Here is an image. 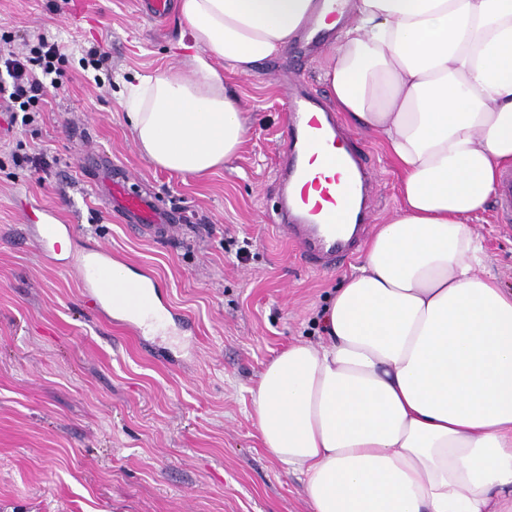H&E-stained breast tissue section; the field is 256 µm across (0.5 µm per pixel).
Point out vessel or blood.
Listing matches in <instances>:
<instances>
[{
	"mask_svg": "<svg viewBox=\"0 0 512 512\" xmlns=\"http://www.w3.org/2000/svg\"><path fill=\"white\" fill-rule=\"evenodd\" d=\"M320 12L308 22L307 35L317 41L322 30L336 20L335 0H321ZM288 132L285 162L278 173L280 208L272 222L294 245L302 262L315 271L344 265L359 249L368 229L369 200L376 174L360 151L354 134L341 133L324 103L307 92L288 98ZM102 194L109 208L118 210L136 231L154 235L181 223L179 211L157 208L150 196L126 189L124 181L104 177ZM498 222H512V170L500 178L494 199ZM31 233L45 253L58 249L61 236L71 227L56 221L53 212L32 204L25 211ZM88 303L102 314L113 313L133 333H147L155 340L194 333V324L166 301L143 305L156 286L149 270H141L138 284L129 291L139 300L138 311L118 306L112 299V252L98 246L77 254L72 262Z\"/></svg>",
	"mask_w": 512,
	"mask_h": 512,
	"instance_id": "obj_1",
	"label": "vessel or blood"
}]
</instances>
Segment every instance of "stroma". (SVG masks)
Here are the masks:
<instances>
[{"label": "stroma", "mask_w": 512, "mask_h": 512, "mask_svg": "<svg viewBox=\"0 0 512 512\" xmlns=\"http://www.w3.org/2000/svg\"><path fill=\"white\" fill-rule=\"evenodd\" d=\"M137 2L0 0V50L43 35L65 55L35 122L0 133V512H312L297 475L264 448L252 392L286 345L319 343L321 312L356 268L309 270L269 220L287 130L280 77L327 96L329 45L225 73L248 131L232 163L184 178L140 154L122 91L134 73L178 66L192 41L178 12L155 23ZM93 46L108 55L97 72L80 64ZM357 137L377 172L378 225L401 204L400 174L378 136ZM91 154L185 223L163 238L135 233L106 208L99 170L80 165ZM23 193L73 225L79 244L112 249L130 278L155 275L195 324L179 363L88 308L66 256L48 260L27 235ZM471 227L486 273L511 288L512 223L489 210Z\"/></svg>", "instance_id": "obj_1"}]
</instances>
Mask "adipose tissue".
<instances>
[{
	"label": "adipose tissue",
	"instance_id": "obj_1",
	"mask_svg": "<svg viewBox=\"0 0 512 512\" xmlns=\"http://www.w3.org/2000/svg\"><path fill=\"white\" fill-rule=\"evenodd\" d=\"M314 0H179L196 48L127 87L135 144L183 177L231 163L246 133L216 68L280 56ZM322 73L383 141L401 207L321 323L253 393L268 452L313 512H512V288L470 224L512 167V0H339Z\"/></svg>",
	"mask_w": 512,
	"mask_h": 512
}]
</instances>
